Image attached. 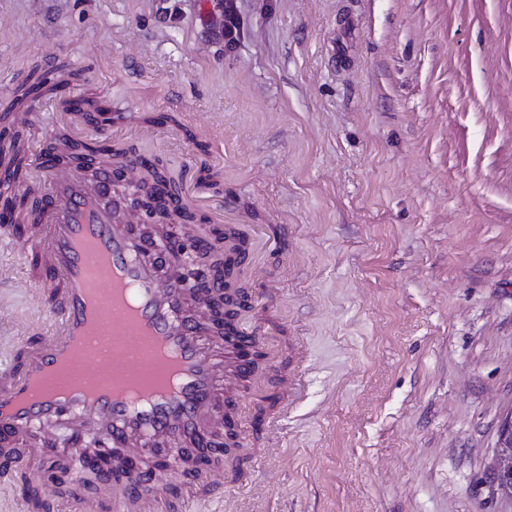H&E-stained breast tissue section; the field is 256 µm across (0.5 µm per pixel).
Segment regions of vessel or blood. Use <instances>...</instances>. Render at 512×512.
<instances>
[{
	"label": "vessel or blood",
	"mask_w": 512,
	"mask_h": 512,
	"mask_svg": "<svg viewBox=\"0 0 512 512\" xmlns=\"http://www.w3.org/2000/svg\"><path fill=\"white\" fill-rule=\"evenodd\" d=\"M35 174L47 190L24 243L40 269L38 296L55 322L0 368V457L50 498L52 463L30 445V432L51 448L66 431L69 455L81 460L91 435L109 446L115 479L103 481L97 496L70 501L68 512H185L170 483L142 499L130 461L163 468L173 447L207 450L228 423L247 439V398L267 383L249 352L262 349L267 363L276 352L261 345L264 327L246 329L235 318L227 334L214 331L206 316L209 288L186 292L184 269L171 263L164 243L136 233L127 212L113 207L114 185L135 180L134 160L72 163L56 144L42 152ZM107 316L113 335L147 337L168 356L169 383L135 395L86 385L116 366L104 341ZM68 368L84 381L56 384ZM180 479L203 498L223 483L222 473L199 470L181 471Z\"/></svg>",
	"instance_id": "obj_1"
}]
</instances>
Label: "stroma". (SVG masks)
I'll use <instances>...</instances> for the list:
<instances>
[{"label": "stroma", "instance_id": "35a3bbf8", "mask_svg": "<svg viewBox=\"0 0 512 512\" xmlns=\"http://www.w3.org/2000/svg\"><path fill=\"white\" fill-rule=\"evenodd\" d=\"M0 0V104L79 70L113 143L243 230L280 386L243 476L191 512H512L489 472L512 413V0ZM0 242V362L52 316ZM0 478V512H66Z\"/></svg>", "mask_w": 512, "mask_h": 512}]
</instances>
